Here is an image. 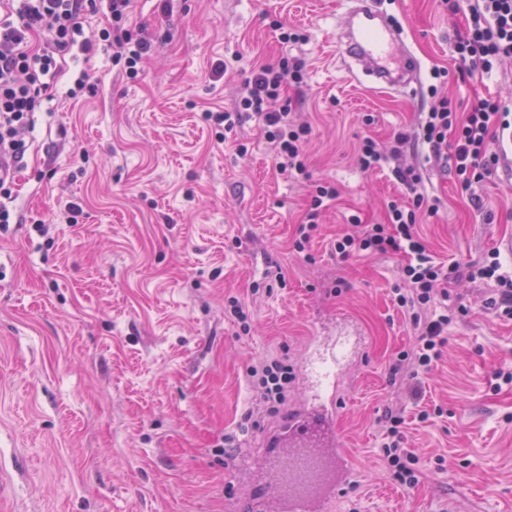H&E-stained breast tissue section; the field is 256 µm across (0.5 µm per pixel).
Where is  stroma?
Wrapping results in <instances>:
<instances>
[{
	"label": "stroma",
	"instance_id": "obj_1",
	"mask_svg": "<svg viewBox=\"0 0 512 512\" xmlns=\"http://www.w3.org/2000/svg\"><path fill=\"white\" fill-rule=\"evenodd\" d=\"M377 3L419 60L416 96L348 74L335 49L340 0H131L126 26L151 45L137 77L103 50L65 55L26 137L16 221L0 225V512H242L243 489L261 478V442L279 423L262 418L232 464L219 455L252 403L248 369L287 355L289 408L312 403L324 396L305 375L312 347L338 335L357 337L360 351L336 387L354 474L335 512H512V383L494 377L512 370V318L483 307L482 282L452 288L467 313L410 398L389 382L414 336L392 294L402 256L343 262L332 252L352 215L381 223L390 201L410 196L390 165L360 168L359 138L387 147L443 95L461 112L478 96L512 110V60L482 80L463 75L453 46L464 12L444 0ZM275 18L304 41L280 43ZM284 55L308 69L292 102L312 128L307 179L275 174L253 120L221 144L203 116L233 109L253 68ZM404 160L441 200L417 226L434 261L479 263L495 251L512 271L498 250L512 238V149L479 186V209L428 145L408 146ZM316 181L339 196L302 255L292 239ZM71 202L82 207L73 223ZM278 268L284 281L268 276ZM231 296L248 307V335L224 313ZM391 403L420 457L412 489L380 456Z\"/></svg>",
	"mask_w": 512,
	"mask_h": 512
}]
</instances>
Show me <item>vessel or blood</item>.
Returning a JSON list of instances; mask_svg holds the SVG:
<instances>
[{
  "mask_svg": "<svg viewBox=\"0 0 512 512\" xmlns=\"http://www.w3.org/2000/svg\"><path fill=\"white\" fill-rule=\"evenodd\" d=\"M336 47L344 61L361 67L377 88H407L417 80V59L375 0H352ZM348 353L344 337L324 343L310 363L315 384L334 392ZM261 453L262 466L273 473L274 481L254 486L243 496L244 512H268L272 503L277 512H333L340 487L352 477L339 443L336 414L328 404L290 411L277 432L264 438Z\"/></svg>",
  "mask_w": 512,
  "mask_h": 512,
  "instance_id": "1",
  "label": "vessel or blood"
}]
</instances>
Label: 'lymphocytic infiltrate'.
I'll list each match as a JSON object with an SVG mask.
<instances>
[{
    "mask_svg": "<svg viewBox=\"0 0 512 512\" xmlns=\"http://www.w3.org/2000/svg\"><path fill=\"white\" fill-rule=\"evenodd\" d=\"M130 0H109L107 25L97 36L84 34L83 19L95 11L96 0H0V224L9 223L6 204L15 183L17 166L25 152V135L31 116L52 89L58 61L73 47L92 52L103 41L114 61L124 62L130 75L147 56L150 45L132 39L124 27ZM466 31L454 45L457 60L470 75L491 74L503 59L512 58V0H473ZM306 64L284 57L264 64L239 85L233 110L207 113V120L231 133L244 118L262 127L270 144L278 173L288 177L307 172L305 146L311 128L296 123L291 115L290 88L303 84ZM505 107L491 98H480L466 113H458L451 100L441 98L428 113L418 136L395 132L388 152H381L371 138L358 146V163L363 170L392 163L393 175L414 197L411 204L391 203L386 223L354 224L351 233L334 245L341 259L359 254L401 253L406 257L399 270L403 286L396 291L398 306L410 316L415 340L389 368L390 379L418 395L415 384L441 358L446 333L455 311L448 307V291L461 281L488 283V309L512 316V274L504 272L498 256L479 265L457 262L434 264L415 226L425 196L418 190L420 177L402 157L412 139L428 144L434 155H447L464 190L482 182L499 162L491 149L497 131L512 128ZM254 400L266 413H277L288 400L293 373L287 361L272 357L249 370ZM385 441L381 458L392 478L411 488L418 482L419 458L405 445L401 431L404 418L400 407L386 406L381 418Z\"/></svg>",
    "mask_w": 512,
    "mask_h": 512,
    "instance_id": "1",
    "label": "lymphocytic infiltrate"
}]
</instances>
